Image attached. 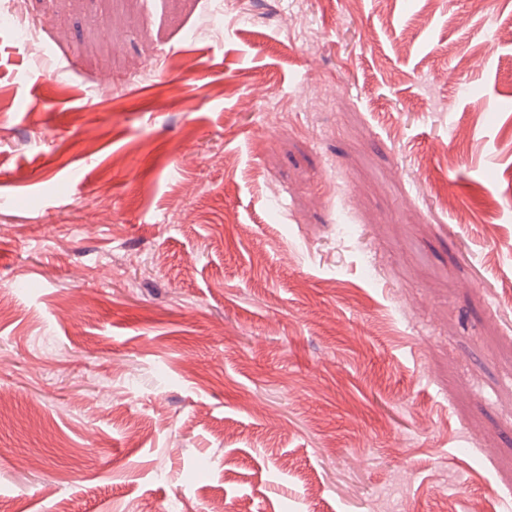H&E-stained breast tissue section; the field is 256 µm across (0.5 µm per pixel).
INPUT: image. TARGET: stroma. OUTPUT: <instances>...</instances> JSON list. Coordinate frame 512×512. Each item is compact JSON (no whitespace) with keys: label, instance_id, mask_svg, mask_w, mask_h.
<instances>
[{"label":"stroma","instance_id":"obj_1","mask_svg":"<svg viewBox=\"0 0 512 512\" xmlns=\"http://www.w3.org/2000/svg\"><path fill=\"white\" fill-rule=\"evenodd\" d=\"M201 7L0 32V512H512V0Z\"/></svg>","mask_w":512,"mask_h":512}]
</instances>
